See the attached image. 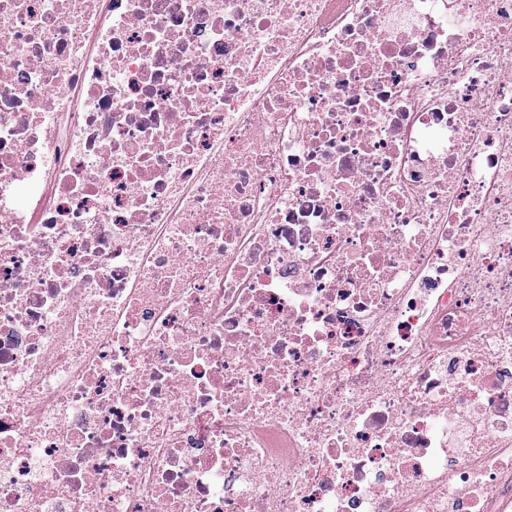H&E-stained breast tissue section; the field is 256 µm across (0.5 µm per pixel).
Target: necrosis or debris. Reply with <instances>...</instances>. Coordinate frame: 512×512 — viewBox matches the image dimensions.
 <instances>
[{"instance_id":"1","label":"necrosis or debris","mask_w":512,"mask_h":512,"mask_svg":"<svg viewBox=\"0 0 512 512\" xmlns=\"http://www.w3.org/2000/svg\"><path fill=\"white\" fill-rule=\"evenodd\" d=\"M0 512H512V0H0Z\"/></svg>"}]
</instances>
